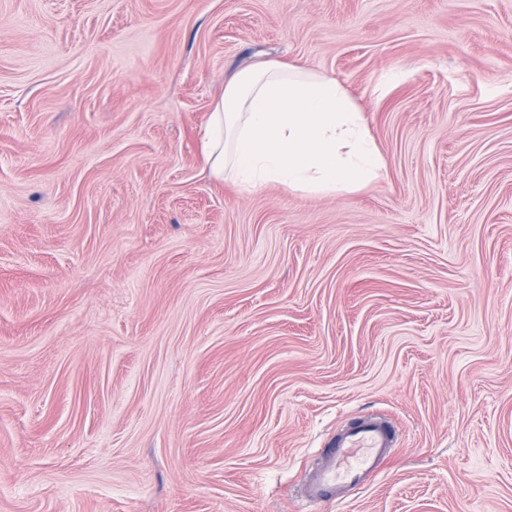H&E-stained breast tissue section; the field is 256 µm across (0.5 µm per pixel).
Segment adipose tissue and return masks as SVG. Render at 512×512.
<instances>
[{
	"label": "adipose tissue",
	"mask_w": 512,
	"mask_h": 512,
	"mask_svg": "<svg viewBox=\"0 0 512 512\" xmlns=\"http://www.w3.org/2000/svg\"><path fill=\"white\" fill-rule=\"evenodd\" d=\"M205 169L245 191L352 192L384 167L362 111L335 78L278 62L228 75L203 129Z\"/></svg>",
	"instance_id": "adipose-tissue-1"
}]
</instances>
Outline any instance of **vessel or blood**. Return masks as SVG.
<instances>
[{
  "instance_id": "1",
  "label": "vessel or blood",
  "mask_w": 512,
  "mask_h": 512,
  "mask_svg": "<svg viewBox=\"0 0 512 512\" xmlns=\"http://www.w3.org/2000/svg\"><path fill=\"white\" fill-rule=\"evenodd\" d=\"M392 429L367 418L340 431L326 463L315 468L304 491L306 503L321 505L337 498L340 488L361 487L379 474V464L394 445Z\"/></svg>"
}]
</instances>
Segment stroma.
Returning <instances> with one entry per match:
<instances>
[{
	"instance_id": "1",
	"label": "stroma",
	"mask_w": 512,
	"mask_h": 512,
	"mask_svg": "<svg viewBox=\"0 0 512 512\" xmlns=\"http://www.w3.org/2000/svg\"><path fill=\"white\" fill-rule=\"evenodd\" d=\"M261 61L381 175L209 178ZM368 417L378 477L307 510ZM0 512H512V0H0Z\"/></svg>"
}]
</instances>
